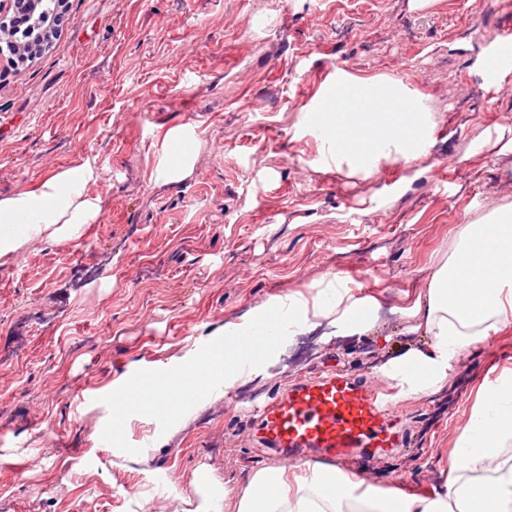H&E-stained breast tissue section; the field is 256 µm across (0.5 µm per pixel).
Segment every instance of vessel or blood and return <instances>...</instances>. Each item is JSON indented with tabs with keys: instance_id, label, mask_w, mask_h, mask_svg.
<instances>
[{
	"instance_id": "vessel-or-blood-1",
	"label": "vessel or blood",
	"mask_w": 512,
	"mask_h": 512,
	"mask_svg": "<svg viewBox=\"0 0 512 512\" xmlns=\"http://www.w3.org/2000/svg\"><path fill=\"white\" fill-rule=\"evenodd\" d=\"M254 413L266 445L287 454L313 450L317 457L347 466L355 449L395 445L394 416L376 388L344 375H326L274 396Z\"/></svg>"
}]
</instances>
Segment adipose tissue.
<instances>
[{
	"instance_id": "ef3b65f1",
	"label": "adipose tissue",
	"mask_w": 512,
	"mask_h": 512,
	"mask_svg": "<svg viewBox=\"0 0 512 512\" xmlns=\"http://www.w3.org/2000/svg\"><path fill=\"white\" fill-rule=\"evenodd\" d=\"M475 67L485 85H512V42L480 49ZM309 132L323 154L349 173L371 176L382 163L427 157L432 140L428 109L402 82L386 75L337 70L310 109ZM197 143L194 131L172 129L157 172L169 181L187 169ZM100 177L94 162L55 172L32 187L0 198V264L39 239L72 242L97 223L101 199L88 186ZM352 298L340 277L327 280L313 299L289 297L287 314L302 328L333 318L351 333L364 331L372 311ZM412 332L428 339L385 363L395 400L419 401L451 378L462 354L512 326V203L461 227L453 249L437 256L427 284L405 310ZM216 368L194 363L179 382L142 384L141 393L170 414L205 392ZM512 368L476 389V401L436 484L414 493L377 488L320 463L281 464L255 472L248 484L224 494L225 512H512ZM493 478H485L486 470Z\"/></svg>"
}]
</instances>
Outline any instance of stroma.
<instances>
[{
  "instance_id": "1",
  "label": "stroma",
  "mask_w": 512,
  "mask_h": 512,
  "mask_svg": "<svg viewBox=\"0 0 512 512\" xmlns=\"http://www.w3.org/2000/svg\"><path fill=\"white\" fill-rule=\"evenodd\" d=\"M512 26V0H69L55 45L0 70V196L94 159L101 215L0 265V512H222L280 454L246 409L327 370L393 393L381 366L425 337L402 310L455 231L512 202V91L471 52ZM409 86L436 123L424 162L371 177L317 162L303 117L336 69ZM193 127L191 170L162 183L168 130ZM375 298L360 334L285 331L244 377L179 418L131 410L101 446L131 375L191 366L289 294L331 276ZM512 367V333L467 351L447 386L399 403L398 448L357 477L422 489L474 403Z\"/></svg>"
}]
</instances>
